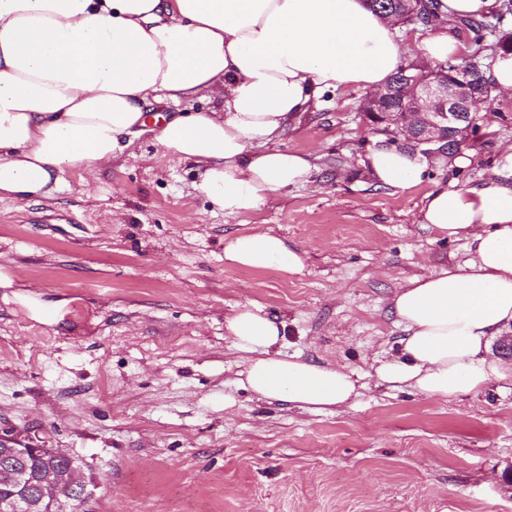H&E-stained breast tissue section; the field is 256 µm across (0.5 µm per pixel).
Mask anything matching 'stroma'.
<instances>
[{
	"label": "stroma",
	"instance_id": "stroma-1",
	"mask_svg": "<svg viewBox=\"0 0 512 512\" xmlns=\"http://www.w3.org/2000/svg\"><path fill=\"white\" fill-rule=\"evenodd\" d=\"M366 91L326 95L284 147L306 187L229 217L144 130L112 164L64 174L56 199L0 201V445L60 448L96 486L88 512H512V383L452 399L378 384L399 355L390 311L412 277L470 257L420 223L436 184L465 189L512 145V92L477 115L462 166L406 188L363 162L381 140ZM270 229L301 272L224 263L226 236ZM282 322V357L339 365L332 410L258 399L225 321Z\"/></svg>",
	"mask_w": 512,
	"mask_h": 512
}]
</instances>
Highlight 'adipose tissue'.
<instances>
[{"instance_id": "adipose-tissue-1", "label": "adipose tissue", "mask_w": 512, "mask_h": 512, "mask_svg": "<svg viewBox=\"0 0 512 512\" xmlns=\"http://www.w3.org/2000/svg\"><path fill=\"white\" fill-rule=\"evenodd\" d=\"M443 3L421 43L432 61L461 49L449 17H483L495 0ZM401 61L393 21L362 0H0V198L53 197L66 170L92 172L123 151L147 124L148 99L203 95L216 109L163 119L157 140L197 164L196 190L225 215L252 212L313 176L306 155L277 145L288 121L324 92L380 90ZM445 162L384 146L367 167L378 185L404 189ZM420 221L466 239L471 257L395 293L401 358L376 368L378 382L449 398L512 379V361L489 349L512 332V147L492 178L426 194ZM224 262L303 267L270 231L225 239ZM226 328L259 399L326 410L355 396L342 368L280 358L283 326L260 311L239 310Z\"/></svg>"}]
</instances>
